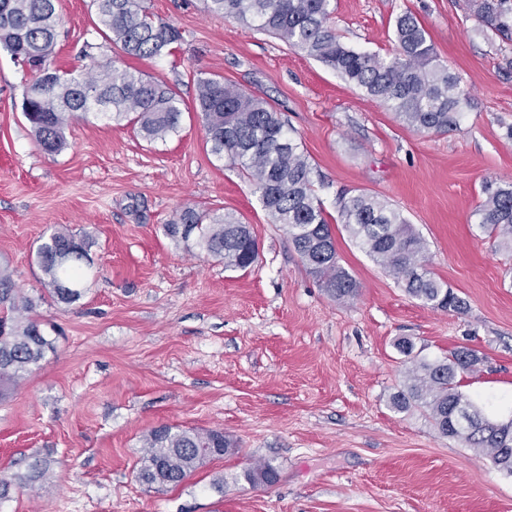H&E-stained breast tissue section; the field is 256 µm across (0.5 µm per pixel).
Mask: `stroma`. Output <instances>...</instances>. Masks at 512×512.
Returning a JSON list of instances; mask_svg holds the SVG:
<instances>
[{"mask_svg":"<svg viewBox=\"0 0 512 512\" xmlns=\"http://www.w3.org/2000/svg\"><path fill=\"white\" fill-rule=\"evenodd\" d=\"M176 26L171 54L100 59L131 66L178 92V133L148 141L133 126L73 120L66 146L46 154L22 103L32 80L0 49V269L56 349L0 400V471L40 458L47 476L12 492L0 512H512V477L484 453L438 434L389 398L403 382L395 343L422 357L467 346L481 361L461 390L489 418L512 419V253L479 225L487 181L512 180V40L470 0H333L348 47L391 56L395 24L412 13L437 60L468 93L457 130H417L384 104L281 39L202 0H147ZM52 68L80 74L85 42H100L90 0H57ZM205 71L266 98L304 148L354 298L330 297L272 223L251 181L210 152L195 110ZM367 193L413 224L427 267L463 297V312L409 297L349 237L339 195ZM191 206L249 224L258 261L245 271L164 232ZM65 228L84 242L87 289L53 302L36 249ZM169 425L218 429L235 453L177 486L136 474L143 437ZM271 462L278 480L243 472ZM278 472L269 461H257L244 472L247 483L253 487L269 486L276 482Z\"/></svg>","mask_w":512,"mask_h":512,"instance_id":"stroma-1","label":"stroma"}]
</instances>
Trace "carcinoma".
<instances>
[{"label":"carcinoma","instance_id":"carcinoma-1","mask_svg":"<svg viewBox=\"0 0 512 512\" xmlns=\"http://www.w3.org/2000/svg\"><path fill=\"white\" fill-rule=\"evenodd\" d=\"M205 9L277 35L289 47L323 63L348 83L385 104L407 125L447 133L457 128L467 93L448 68L436 62L430 37L410 13L396 21L398 50L389 59L356 51L336 37L331 0H204ZM477 16L497 31L509 28L512 13L507 0H472ZM97 24L110 41L129 57L154 58L170 53L181 32L157 22L145 0H91ZM59 18L55 0H0V48L14 56L33 53L35 72L26 87L22 109L42 148L56 154L65 146V129L78 117L105 116L139 126L149 140L179 131L182 108L177 92L165 83L115 62H99L86 43L82 53L93 60L84 75L66 76L50 70ZM195 109L200 114L211 153L227 159L253 182L273 223L283 225L303 264L337 299L356 295L351 275L338 263L334 237L321 201L315 195L312 166L300 144L288 134L278 112L262 97L224 82L211 73L193 75ZM97 93L105 106L86 105L83 90ZM338 213L350 237L382 266L411 298L443 311H461L465 301L425 268L424 243L413 225L388 202L360 193L338 197ZM481 227L512 252V182L488 183L479 205ZM165 233L205 249L224 261V268L246 270L258 259L250 225L232 214H210L193 207L176 212ZM75 235L56 230L40 243L37 263L48 294L70 304L82 297L87 261L84 246L76 249ZM10 275L0 270V303L30 312L28 301L17 303ZM404 356V382L390 397L399 412L418 411L441 435L486 453L512 476V419L492 421L460 390L459 376L474 371L478 353L458 347L442 359L428 360L414 352L409 341L397 343ZM54 340L41 323L28 317L0 318V400L39 365ZM140 482L160 487L179 485L204 462L235 452L219 430L173 429L159 426L143 439ZM49 470L35 459L26 472L0 473V500L14 488L34 487ZM278 472L268 461H257L244 472L253 487L276 482Z\"/></svg>","mask_w":512,"mask_h":512}]
</instances>
